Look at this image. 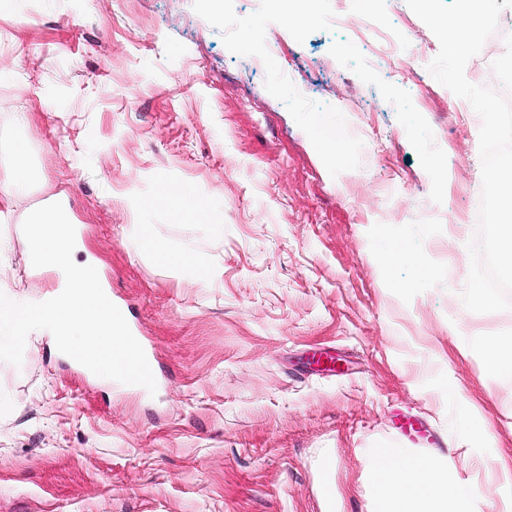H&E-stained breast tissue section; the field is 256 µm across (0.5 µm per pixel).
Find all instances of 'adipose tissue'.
<instances>
[{"label": "adipose tissue", "instance_id": "1", "mask_svg": "<svg viewBox=\"0 0 512 512\" xmlns=\"http://www.w3.org/2000/svg\"><path fill=\"white\" fill-rule=\"evenodd\" d=\"M159 202L179 218L200 223L212 220L207 198L187 185L163 187ZM142 251L190 270L193 278H208L209 271L192 254L170 251L159 239L154 225L136 227ZM372 485L378 512H468L465 495L450 486L443 466L435 460L400 454L386 448L375 451Z\"/></svg>", "mask_w": 512, "mask_h": 512}]
</instances>
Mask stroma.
Listing matches in <instances>:
<instances>
[{
    "label": "stroma",
    "instance_id": "stroma-1",
    "mask_svg": "<svg viewBox=\"0 0 512 512\" xmlns=\"http://www.w3.org/2000/svg\"><path fill=\"white\" fill-rule=\"evenodd\" d=\"M371 28L297 42L277 24L274 59L309 99L337 107L368 154L330 176L265 69L231 53L192 0H15L0 12V185L25 142L32 182L0 207V292L37 302L55 276L30 267L18 227L61 203L82 228L113 301L153 356L156 393L104 383L49 334L21 367L0 363V512H376L374 451L442 462L469 512H512V377L493 375L480 340L512 336V310H467L470 220L481 197L480 127L428 66L439 51L406 0H345ZM404 37L383 64L384 37ZM353 41L406 90L446 155L444 200L378 89L339 65ZM512 8L465 67L512 79ZM28 112L32 121L22 122ZM205 195L209 223L154 197ZM210 269L194 281L142 253L136 225ZM399 246L405 256L383 262ZM438 269L413 281L409 254ZM470 352H463L462 342ZM327 352L334 370L312 364ZM410 415L439 440L415 449ZM488 427L474 440L475 416Z\"/></svg>",
    "mask_w": 512,
    "mask_h": 512
}]
</instances>
